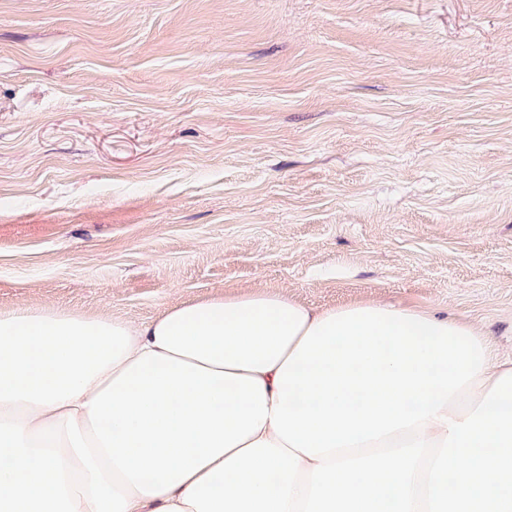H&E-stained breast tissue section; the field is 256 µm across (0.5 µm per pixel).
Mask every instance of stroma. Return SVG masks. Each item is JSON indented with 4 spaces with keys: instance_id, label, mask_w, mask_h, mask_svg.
Segmentation results:
<instances>
[{
    "instance_id": "obj_1",
    "label": "stroma",
    "mask_w": 512,
    "mask_h": 512,
    "mask_svg": "<svg viewBox=\"0 0 512 512\" xmlns=\"http://www.w3.org/2000/svg\"><path fill=\"white\" fill-rule=\"evenodd\" d=\"M255 291L512 357V0H0V310Z\"/></svg>"
}]
</instances>
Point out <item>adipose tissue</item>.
<instances>
[{"label": "adipose tissue", "instance_id": "ef3b65f1", "mask_svg": "<svg viewBox=\"0 0 512 512\" xmlns=\"http://www.w3.org/2000/svg\"><path fill=\"white\" fill-rule=\"evenodd\" d=\"M331 309L212 296L141 324L0 311V512H195L194 481L258 440L274 377Z\"/></svg>", "mask_w": 512, "mask_h": 512}]
</instances>
